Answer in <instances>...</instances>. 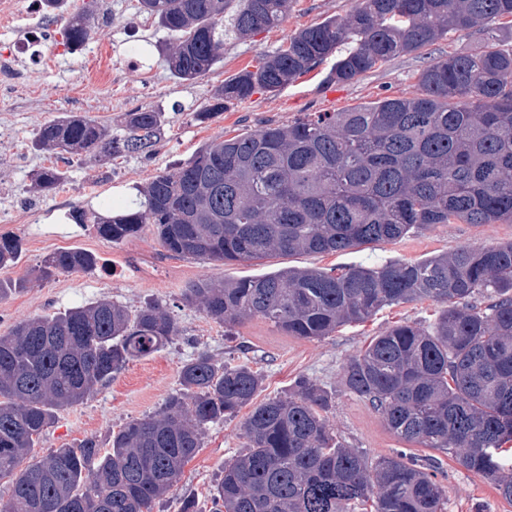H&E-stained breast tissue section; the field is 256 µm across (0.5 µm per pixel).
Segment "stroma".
Here are the masks:
<instances>
[{
  "label": "stroma",
  "mask_w": 512,
  "mask_h": 512,
  "mask_svg": "<svg viewBox=\"0 0 512 512\" xmlns=\"http://www.w3.org/2000/svg\"><path fill=\"white\" fill-rule=\"evenodd\" d=\"M0 11V57L36 24L32 0H7ZM136 0H66L67 16L90 9L93 32L86 44L70 50L62 35L63 20L48 19L36 60H22L17 79H0V127L9 138L0 142V235L22 241L18 263L0 270V282L12 283L65 249L93 254L91 269L62 273L48 281H28L0 301V335L18 322L53 315L98 299L137 312L154 303L176 320L180 333L160 352L130 362L96 394L82 403L58 410L54 423L34 448L37 455L94 438L107 442L126 423L158 411L178 387V372L191 356L210 353L218 362L248 363L263 376L260 399L291 393L303 377L315 380L331 398L326 422L348 446L366 452L369 460L393 455L402 443L367 401L342 383V367L369 341L392 325L409 321L427 325L439 314V304L423 301L385 308L362 323H352L322 338L289 336L263 320L254 319L225 330L223 323L184 300V292L200 281L258 277L285 267L330 269L353 264L374 265L387 260L419 261L461 246L482 247L512 240V224H439L397 242H382L340 253L300 254L250 262H213L183 258L165 251L152 225L118 243L100 236L93 225L74 224L72 209L100 210L103 201L115 207L138 200L139 190L157 174L223 134L287 125L307 112H338L385 97L419 90L424 68L451 52H466L480 41L476 32H451L432 46L377 66L347 84L329 82L334 65L326 60L276 92H257L245 102L226 105L223 112L199 122L195 114L207 105L224 79L254 68L261 54L279 47L295 31L328 18L346 17L357 0H291L279 27L241 41L224 38L220 62L203 79L184 82L174 77L159 47L166 34L153 20L138 13ZM141 44L145 52L131 58L128 48ZM141 108L164 111L161 141L150 153L114 159L85 153L56 154L34 150L35 133L63 114L77 113L119 131L127 113ZM57 167L64 178L51 192H38L31 177L43 167ZM237 415L208 425L202 446L184 467L172 491L154 512H181L185 500H195L198 512H208L209 495L224 474V463L246 445ZM420 460L437 457L438 479L447 491L444 512H512L485 477L461 468L450 455L412 448Z\"/></svg>",
  "instance_id": "35a3bbf8"
}]
</instances>
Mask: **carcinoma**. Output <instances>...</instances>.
<instances>
[{"label":"carcinoma","instance_id":"obj_1","mask_svg":"<svg viewBox=\"0 0 512 512\" xmlns=\"http://www.w3.org/2000/svg\"><path fill=\"white\" fill-rule=\"evenodd\" d=\"M172 40L165 61L178 79L207 75L235 38L279 26L289 0H137ZM512 0H362L289 36L253 70L224 80L203 122L258 91L276 92L331 56L330 79L356 80L450 32L483 42L426 67L420 92L341 112H316L215 140L141 190L143 200L93 216L113 242L154 225L161 246L202 261L321 254L394 242L437 224L512 223V49L495 46ZM84 16L66 20L73 48L90 38ZM164 113L129 112L123 132L83 116L43 125L41 151L122 156L160 140ZM62 173L44 168L34 187L50 192ZM21 239L0 236V269L17 264ZM95 258L58 251L37 270L49 280ZM487 298L486 305L472 302ZM186 300L227 327L254 318L290 336L321 338L386 307L442 305L428 327L399 322L343 366L347 390L380 413L401 441L453 455L512 501V240L459 247L420 261L390 260L336 272L281 268L220 284L201 281ZM179 327L159 305L131 314L99 299L20 322L0 336V512H153L202 445L207 425L253 406L247 446L224 462L210 512H443L438 460L420 464L400 449L369 461L344 446L322 412L328 393L298 380L293 393L254 404L263 378L247 363L207 352L184 362L180 388L155 414L44 455L34 447L56 411L80 403L129 362L164 348Z\"/></svg>","mask_w":512,"mask_h":512}]
</instances>
